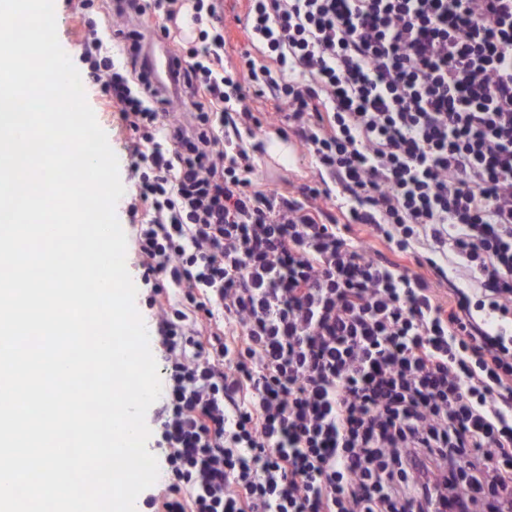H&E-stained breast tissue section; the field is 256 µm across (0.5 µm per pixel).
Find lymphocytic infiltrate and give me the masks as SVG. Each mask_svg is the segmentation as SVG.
I'll use <instances>...</instances> for the list:
<instances>
[{
	"instance_id": "f902f5d3",
	"label": "lymphocytic infiltrate",
	"mask_w": 512,
	"mask_h": 512,
	"mask_svg": "<svg viewBox=\"0 0 512 512\" xmlns=\"http://www.w3.org/2000/svg\"><path fill=\"white\" fill-rule=\"evenodd\" d=\"M92 6L163 351L150 512H512V0H248L235 70L193 0L180 113L121 21L182 0ZM271 130L302 197L259 176ZM278 142L288 148L290 156L280 158L273 154L270 149L272 144L268 143L267 151L273 156V159L269 158L267 154L262 157L259 153L256 154L263 178L279 192L286 195L288 192H292L295 196H299L298 188L304 184L313 185L318 176L308 159L302 158L301 150L294 141H292L294 145L288 142Z\"/></svg>"
}]
</instances>
